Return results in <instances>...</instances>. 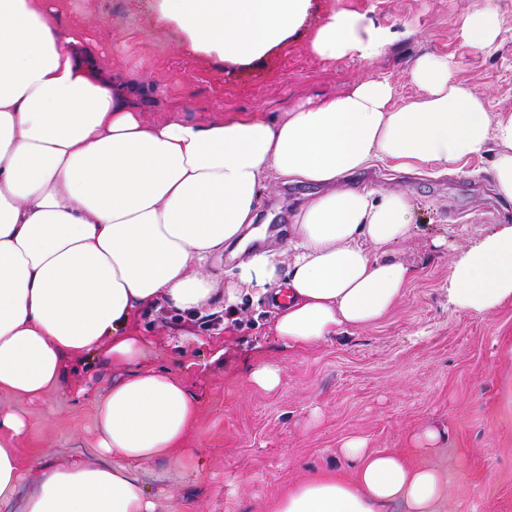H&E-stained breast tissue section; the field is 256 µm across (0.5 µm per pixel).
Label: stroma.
I'll return each instance as SVG.
<instances>
[{"instance_id": "35a3bbf8", "label": "stroma", "mask_w": 512, "mask_h": 512, "mask_svg": "<svg viewBox=\"0 0 512 512\" xmlns=\"http://www.w3.org/2000/svg\"><path fill=\"white\" fill-rule=\"evenodd\" d=\"M499 13L495 48L479 51L462 35L463 19L486 6ZM54 22L94 42L109 72L133 77L149 98L145 117L180 111L189 120L272 117L288 108L346 93L365 77L388 79L394 103L416 98L409 71L425 54L443 55L457 79L485 98L489 112L512 110V0H311L303 23L263 56L244 63L193 49L188 35L165 18L159 0H47ZM362 14L389 33L377 57L326 61L310 49L314 30L332 7ZM492 153L441 173L400 172L377 161L344 178L349 187L399 189L412 203L408 240L397 258L415 276L394 309L366 329L307 350L284 348L273 313L247 302L225 324L201 327L172 310L142 312L135 325L147 340L148 364L175 371L199 405L188 444L195 469L160 460L145 482L161 512H267L289 485L315 471L352 464L343 441L364 438L369 449L402 448L430 426L448 440L436 460L453 474V512H512V300L485 314L460 310L448 295L459 243L474 244L497 225L512 224V203L493 190ZM319 188L272 179L261 197L255 247L280 250L298 206ZM275 361L282 382L271 392L249 373ZM118 367L94 355L68 381L104 394ZM32 426L20 454L28 466L23 491L38 478L41 456L58 465L96 462L95 411L69 389L15 400Z\"/></svg>"}]
</instances>
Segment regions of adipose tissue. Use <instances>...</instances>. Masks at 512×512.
Wrapping results in <instances>:
<instances>
[{
	"instance_id": "adipose-tissue-1",
	"label": "adipose tissue",
	"mask_w": 512,
	"mask_h": 512,
	"mask_svg": "<svg viewBox=\"0 0 512 512\" xmlns=\"http://www.w3.org/2000/svg\"><path fill=\"white\" fill-rule=\"evenodd\" d=\"M309 2L161 0V9L196 49L239 62L287 38ZM462 30L472 46L492 47L496 10L467 16ZM388 43L364 15L335 9L310 48L369 60ZM409 76L422 94L401 107L387 80L368 77L272 118L150 122L136 82L107 74L93 43L52 23L46 0H0V392L40 397L59 386L67 359L92 353L123 370L93 398L98 462L39 459L25 495L18 443L30 426L0 410V512H158L146 466L194 468L197 400L170 369L147 363L133 320L159 305L214 304L207 264L225 245L246 247L269 179L322 191L295 214L285 252L248 250L223 304L233 311L242 289L283 284L275 333L300 349L382 320L414 277L394 256L410 231L406 193L336 180L376 159L445 171L491 149L494 189L512 202V113L488 112L447 57L421 56ZM448 291L476 313L512 299V224L466 249ZM445 440L427 428L406 447L372 451L349 438L340 452L352 474L306 478L273 512H448V472L431 460Z\"/></svg>"
}]
</instances>
